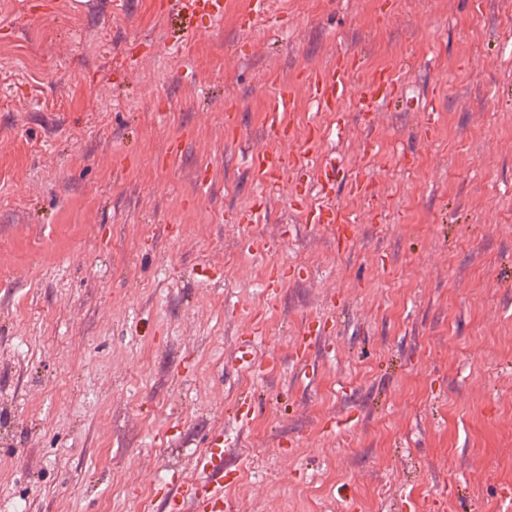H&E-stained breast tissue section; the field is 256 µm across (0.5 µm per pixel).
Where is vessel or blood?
Listing matches in <instances>:
<instances>
[{
    "instance_id": "1",
    "label": "vessel or blood",
    "mask_w": 512,
    "mask_h": 512,
    "mask_svg": "<svg viewBox=\"0 0 512 512\" xmlns=\"http://www.w3.org/2000/svg\"><path fill=\"white\" fill-rule=\"evenodd\" d=\"M181 14L189 17L208 16L211 22H219L223 16L221 0H178ZM358 66L355 54L347 53L340 57L336 68L311 74L308 78L311 97L318 108L333 110L336 102L347 91L346 80ZM398 101L395 82L385 72H378L373 79V92L366 103L367 110H375L379 105H393ZM294 107L292 87H283L266 114L271 129L280 135H287L285 123L287 112ZM253 177L266 191L277 189L284 173V161L275 154L260 153L254 156ZM314 224L332 228L338 245L348 244L354 227L348 224L345 216L328 206L319 207L313 217ZM198 476L182 481L177 491L168 497V512H224V436L215 434L206 452L195 462Z\"/></svg>"
}]
</instances>
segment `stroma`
<instances>
[{
	"mask_svg": "<svg viewBox=\"0 0 512 512\" xmlns=\"http://www.w3.org/2000/svg\"><path fill=\"white\" fill-rule=\"evenodd\" d=\"M377 2L0 0V512H167L219 429L230 512H512V0ZM348 52L319 111L302 75ZM313 124L243 229L252 154ZM176 3L179 13L190 18L207 15L211 22L217 23L223 16V4L220 0H179ZM398 102L396 83L384 71L375 74L373 79V92L365 102L366 112H373L380 104L394 105ZM294 107V93L291 86H284L278 97L266 113L267 123L272 130H277L281 136H286L288 126L285 125V116ZM348 223L339 210L328 206L319 207L313 217V224H317L315 226L327 225L332 228L339 246L348 244L353 238L354 226Z\"/></svg>",
	"mask_w": 512,
	"mask_h": 512,
	"instance_id": "stroma-1",
	"label": "stroma"
}]
</instances>
